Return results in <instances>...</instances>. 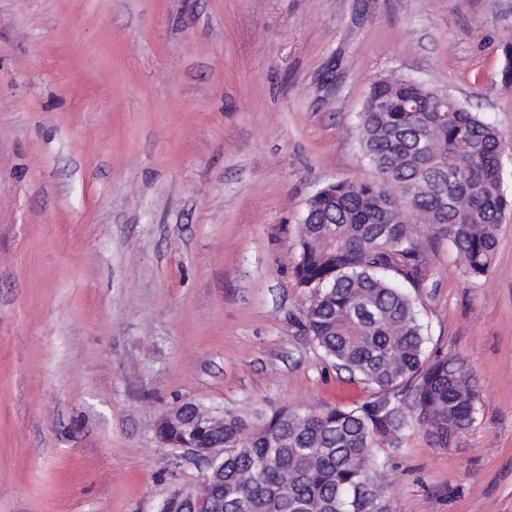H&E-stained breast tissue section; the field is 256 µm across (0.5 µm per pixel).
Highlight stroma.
<instances>
[{"mask_svg": "<svg viewBox=\"0 0 512 512\" xmlns=\"http://www.w3.org/2000/svg\"><path fill=\"white\" fill-rule=\"evenodd\" d=\"M512 0H0V512H159L200 467L174 405L353 407L300 326L310 196L368 181L357 116L404 74L503 134ZM428 359L475 421L381 449L390 512H512V212L491 273L422 227Z\"/></svg>", "mask_w": 512, "mask_h": 512, "instance_id": "obj_1", "label": "stroma"}]
</instances>
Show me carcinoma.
Returning <instances> with one entry per match:
<instances>
[{
    "label": "carcinoma",
    "instance_id": "carcinoma-1",
    "mask_svg": "<svg viewBox=\"0 0 512 512\" xmlns=\"http://www.w3.org/2000/svg\"><path fill=\"white\" fill-rule=\"evenodd\" d=\"M372 181L336 180L309 199L293 275L309 289L303 330L331 365L368 385L360 406L284 407L221 420L192 403L159 432L221 444L201 512H388L378 448L415 422L442 448L475 420L464 360L425 356L408 287L422 281L420 219L448 235L462 271L490 272L497 228L512 210L502 135L453 95L408 76H380L358 113Z\"/></svg>",
    "mask_w": 512,
    "mask_h": 512
}]
</instances>
